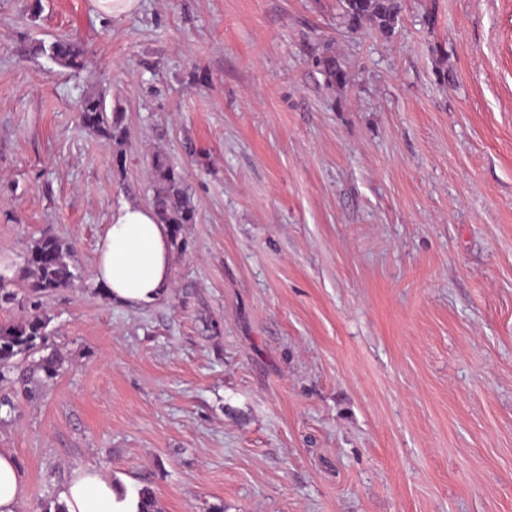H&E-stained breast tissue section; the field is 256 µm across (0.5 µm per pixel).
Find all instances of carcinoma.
<instances>
[{
	"mask_svg": "<svg viewBox=\"0 0 512 512\" xmlns=\"http://www.w3.org/2000/svg\"><path fill=\"white\" fill-rule=\"evenodd\" d=\"M340 8L348 30L355 31L369 22L380 32L390 34L399 20L402 4L401 0H340ZM48 50L63 67L79 69L84 65L82 50L66 35L57 37ZM316 65L329 85L346 84V72L335 56L325 54L317 59ZM79 114L84 129L111 142L117 160H123L127 136L124 112L107 107L104 97L92 94L81 100ZM151 173L155 184L151 206L158 223L169 226L172 246L180 251L184 246L182 227L195 220V209L184 188L181 171L167 156L157 153L152 158ZM69 257L70 246L62 238L44 236L30 244L21 280L25 281L31 314L23 321L0 325V387L17 382L31 396L35 389L28 387V382L35 374H40L43 380L54 379L60 374L65 358L50 347L48 320L39 309L42 297L71 286L78 278L68 262ZM37 354L40 358L32 362L29 373L12 380L11 374Z\"/></svg>",
	"mask_w": 512,
	"mask_h": 512,
	"instance_id": "1",
	"label": "carcinoma"
}]
</instances>
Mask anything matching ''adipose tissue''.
Here are the masks:
<instances>
[{
    "label": "adipose tissue",
    "mask_w": 512,
    "mask_h": 512,
    "mask_svg": "<svg viewBox=\"0 0 512 512\" xmlns=\"http://www.w3.org/2000/svg\"><path fill=\"white\" fill-rule=\"evenodd\" d=\"M93 277L112 301L140 307L166 298L173 285L170 229L157 223L151 207L135 201L113 206L97 242ZM27 476L10 448H0V512H26ZM64 512H139L136 492L95 463L75 470L59 490Z\"/></svg>",
    "instance_id": "obj_1"
}]
</instances>
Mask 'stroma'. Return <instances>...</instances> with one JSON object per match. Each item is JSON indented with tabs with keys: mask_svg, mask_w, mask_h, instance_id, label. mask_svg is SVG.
Returning <instances> with one entry per match:
<instances>
[{
	"mask_svg": "<svg viewBox=\"0 0 512 512\" xmlns=\"http://www.w3.org/2000/svg\"><path fill=\"white\" fill-rule=\"evenodd\" d=\"M340 13L0 0V260L58 236L79 273L41 309L60 375L0 411L27 512L90 461L159 512H512V0H404L389 36ZM64 34L84 69L39 51ZM92 92L123 160L79 123ZM157 152L196 218L132 309L96 246ZM140 0H92L95 11L112 19L130 15L139 7ZM316 65L325 75L328 85L343 86L346 84L347 75L335 56L324 54L317 59ZM80 121L84 129L112 143L117 160H123V145L127 131L124 112L120 108H108L102 95H87L79 107Z\"/></svg>",
	"mask_w": 512,
	"mask_h": 512,
	"instance_id": "obj_1",
	"label": "stroma"
}]
</instances>
